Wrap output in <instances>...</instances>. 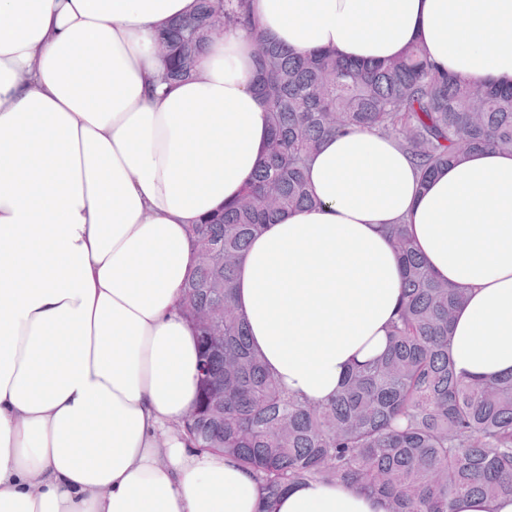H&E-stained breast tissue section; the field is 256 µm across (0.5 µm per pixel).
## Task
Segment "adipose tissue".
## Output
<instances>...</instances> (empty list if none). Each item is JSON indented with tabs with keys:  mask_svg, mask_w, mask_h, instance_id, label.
Returning <instances> with one entry per match:
<instances>
[{
	"mask_svg": "<svg viewBox=\"0 0 512 512\" xmlns=\"http://www.w3.org/2000/svg\"><path fill=\"white\" fill-rule=\"evenodd\" d=\"M195 0H0V512H258L252 472L191 447L199 352L180 314L192 224L234 200L267 143L253 36L213 39L156 92L155 34ZM261 33L372 62L420 45L465 78L512 84V0H253ZM315 205L264 225L237 272L250 344L311 401L383 354L401 298L387 234L464 288L458 372H512V152L421 182L393 141L332 136ZM276 512H385L307 481Z\"/></svg>",
	"mask_w": 512,
	"mask_h": 512,
	"instance_id": "ef3b65f1",
	"label": "adipose tissue"
}]
</instances>
